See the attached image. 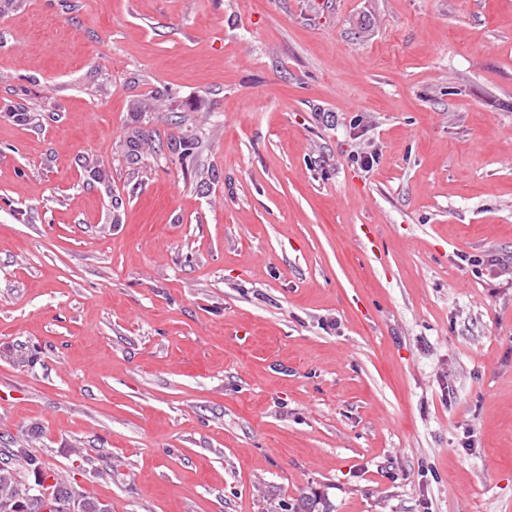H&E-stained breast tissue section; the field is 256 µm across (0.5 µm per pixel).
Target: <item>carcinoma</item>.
I'll return each instance as SVG.
<instances>
[{"label": "carcinoma", "mask_w": 512, "mask_h": 512, "mask_svg": "<svg viewBox=\"0 0 512 512\" xmlns=\"http://www.w3.org/2000/svg\"><path fill=\"white\" fill-rule=\"evenodd\" d=\"M160 135L154 129L142 128L129 140V156L135 157L146 145L156 154L168 149L173 154L189 155L198 148L195 135L183 133L170 136L166 142L158 141ZM24 467L33 474L29 482L20 479L17 467ZM51 478L54 480V497L46 500L36 495V484ZM79 512H106L110 503L91 498L78 491L72 484L48 472L25 448H7L0 458V512H70L72 504Z\"/></svg>", "instance_id": "1"}]
</instances>
